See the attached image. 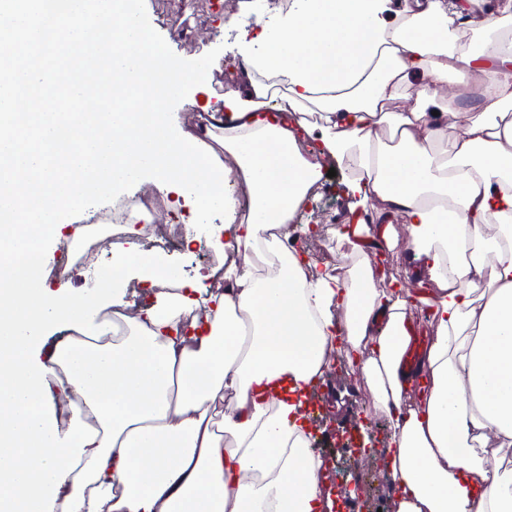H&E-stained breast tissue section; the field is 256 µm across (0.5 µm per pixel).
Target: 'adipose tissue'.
<instances>
[{
  "instance_id": "ef3b65f1",
  "label": "adipose tissue",
  "mask_w": 512,
  "mask_h": 512,
  "mask_svg": "<svg viewBox=\"0 0 512 512\" xmlns=\"http://www.w3.org/2000/svg\"><path fill=\"white\" fill-rule=\"evenodd\" d=\"M479 0H296L294 11L243 33L237 52L258 80L212 105L213 140L234 157L250 212L224 247L240 258L223 293L158 292L124 335L56 348L52 361L98 432L67 475L53 512H323L317 459L304 430V388L320 375L328 336L345 327L351 355L392 423L398 512H512V39L479 22L482 47L448 41ZM461 68L484 87L455 134L426 127L442 100L421 80ZM416 84L415 106L385 112ZM315 108L302 128L263 118ZM388 124L393 144L371 132ZM350 172L349 193L383 199L374 219L341 238L359 258L350 284L307 277L272 231L309 206L318 163L301 136ZM402 214L427 275L437 335L404 363L407 303L374 285L369 261ZM193 313L190 334L180 331ZM423 401L401 412L406 385Z\"/></svg>"
}]
</instances>
